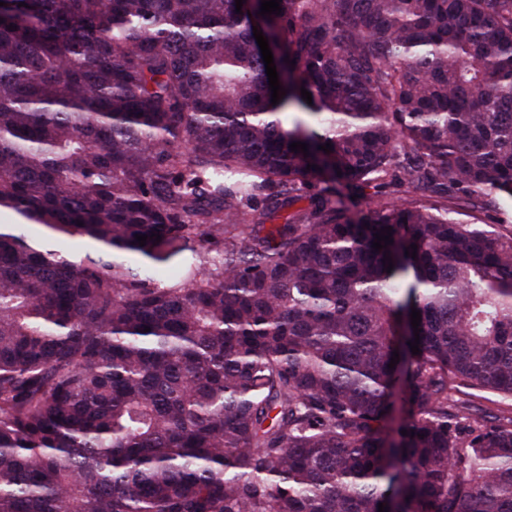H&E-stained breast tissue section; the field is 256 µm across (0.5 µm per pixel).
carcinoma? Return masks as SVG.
Listing matches in <instances>:
<instances>
[{
	"mask_svg": "<svg viewBox=\"0 0 512 512\" xmlns=\"http://www.w3.org/2000/svg\"><path fill=\"white\" fill-rule=\"evenodd\" d=\"M3 2L0 512H512V0ZM481 223L479 224H512V205L500 200H493L489 209L480 215Z\"/></svg>",
	"mask_w": 512,
	"mask_h": 512,
	"instance_id": "obj_1",
	"label": "carcinoma"
}]
</instances>
